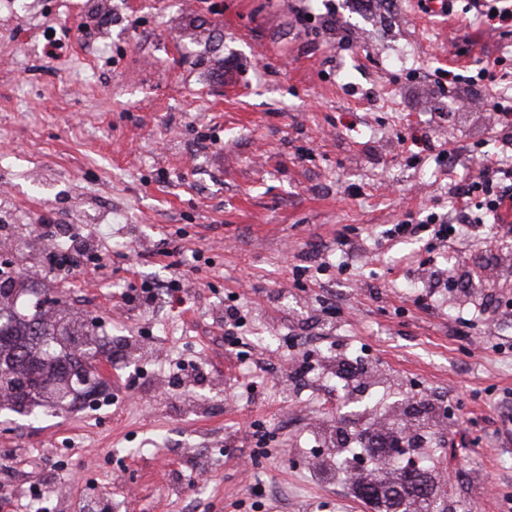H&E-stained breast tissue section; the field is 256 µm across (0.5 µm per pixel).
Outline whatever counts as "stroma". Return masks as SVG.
I'll return each instance as SVG.
<instances>
[{
    "mask_svg": "<svg viewBox=\"0 0 512 512\" xmlns=\"http://www.w3.org/2000/svg\"><path fill=\"white\" fill-rule=\"evenodd\" d=\"M13 2L0 0V221L72 225L104 257L45 276L51 242L22 236L0 267L21 271L19 313L63 298L109 362L56 413L0 411V512H24L34 483L38 512H371L317 432L438 397L455 416L428 454L461 512H512V307L483 310L512 300V234L489 220L450 246L385 238L450 214L455 184L479 175L472 155L501 160L496 116L473 98L512 97V28L469 0L450 14L437 0L366 14L355 0ZM401 47L405 68L387 59ZM341 230L358 245L345 270ZM318 256L326 269L297 288L294 267ZM450 270L464 286H434ZM173 278L183 304L123 298ZM233 293L268 364L224 343ZM323 299L339 309L327 327ZM294 337L316 366L303 381L279 366ZM196 357L202 377L176 375Z\"/></svg>",
    "mask_w": 512,
    "mask_h": 512,
    "instance_id": "stroma-1",
    "label": "stroma"
}]
</instances>
